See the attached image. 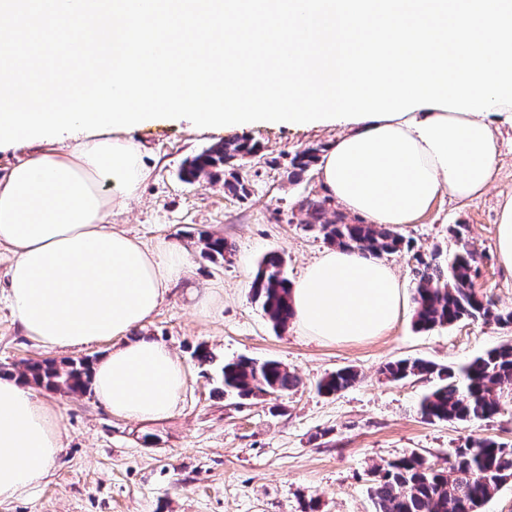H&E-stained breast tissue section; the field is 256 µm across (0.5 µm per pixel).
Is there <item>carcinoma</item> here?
Returning <instances> with one entry per match:
<instances>
[{
  "label": "carcinoma",
  "mask_w": 512,
  "mask_h": 512,
  "mask_svg": "<svg viewBox=\"0 0 512 512\" xmlns=\"http://www.w3.org/2000/svg\"><path fill=\"white\" fill-rule=\"evenodd\" d=\"M257 143L232 140L213 146L186 161L181 177L194 182L201 176L224 173V189L245 194L244 181L235 163L256 155ZM320 147L309 146L294 154L291 177L301 178L319 161ZM332 200L308 199L303 204L306 229L322 235L331 245L372 255L409 248L402 235L389 226L349 224L326 218ZM200 253L215 261L229 252L220 237L199 238ZM418 285L414 296L413 325L418 330L451 326L460 321H493L511 324L512 310L500 309L473 288L475 255L467 246L446 261L438 252L417 256ZM290 288L280 252L267 253L258 265L252 283L253 298L273 328L282 329L292 318ZM92 362L84 358L57 363L54 360L24 363L21 377L49 390L84 392L91 385ZM224 393L241 398L286 393L298 378L280 361H257L240 357L221 369ZM391 381L412 377L434 378L436 383L419 403L421 417L433 422H478L490 420L502 409V399L512 392V342L503 343L456 368L414 358L390 361L383 368ZM357 380L351 368H342L318 382L317 389L334 394ZM512 480V445L496 439L474 438L454 450L448 466L436 468L422 457L410 455L378 466L373 471L369 494L376 512H480L482 505Z\"/></svg>",
  "instance_id": "1"
}]
</instances>
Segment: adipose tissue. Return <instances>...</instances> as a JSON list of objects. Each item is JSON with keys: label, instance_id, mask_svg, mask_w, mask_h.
<instances>
[{"label": "adipose tissue", "instance_id": "adipose-tissue-1", "mask_svg": "<svg viewBox=\"0 0 512 512\" xmlns=\"http://www.w3.org/2000/svg\"><path fill=\"white\" fill-rule=\"evenodd\" d=\"M493 123L424 108L347 124L321 161L326 193L366 223H413L441 192L467 198L492 182ZM148 175L138 144L119 135L45 150L0 180V247L9 254L4 299L25 336L57 351L113 341L92 367L97 397L118 416L160 421L177 412L187 368L161 341L124 336L150 321L187 257L149 249L108 221ZM291 303L306 334L365 341L398 322L405 291L385 261L336 248L293 283ZM61 446L53 409L16 376H0V503L41 485Z\"/></svg>", "mask_w": 512, "mask_h": 512}]
</instances>
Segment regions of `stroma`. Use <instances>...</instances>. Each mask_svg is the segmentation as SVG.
Returning a JSON list of instances; mask_svg holds the SVG:
<instances>
[{
    "instance_id": "35a3bbf8",
    "label": "stroma",
    "mask_w": 512,
    "mask_h": 512,
    "mask_svg": "<svg viewBox=\"0 0 512 512\" xmlns=\"http://www.w3.org/2000/svg\"><path fill=\"white\" fill-rule=\"evenodd\" d=\"M498 158L492 185L458 199L441 193L430 209L397 231L410 250L385 260L408 290H415L416 255L449 256L468 246L476 257L475 290L512 309V276L499 265L495 227L502 204L512 199V124L493 125ZM336 127L264 124L253 128H199L186 119H158L130 131L149 176L136 198L113 211L110 222L150 247L189 254L146 335L165 343L189 369L180 409L171 419L137 422L114 414L93 392L38 387L53 409L62 447L48 481L0 504V512H375L368 494L375 466L410 454L441 465L475 437L512 444V403L500 415L476 423H431L418 404L431 380L392 382L383 366L423 357L455 366L512 340V324L465 321L416 331L413 307L385 334L363 342L325 344L295 324L274 330L251 295L261 257L283 252L290 280L328 244L306 230L304 200L323 197L319 169L288 179L289 161L312 145L328 146ZM258 141L261 152L241 162L247 196L225 192L220 179L188 183L186 159L230 140ZM465 225L463 239L449 231ZM206 232L228 242L221 262L200 254ZM212 294L205 309L189 289ZM108 343L64 352L27 338L0 301V368L18 374L26 361L98 359ZM212 360L199 362L196 349ZM281 361L299 378L288 393L249 399L224 394L220 367L241 357ZM357 371L356 383L333 395L316 384L337 369Z\"/></svg>"
}]
</instances>
